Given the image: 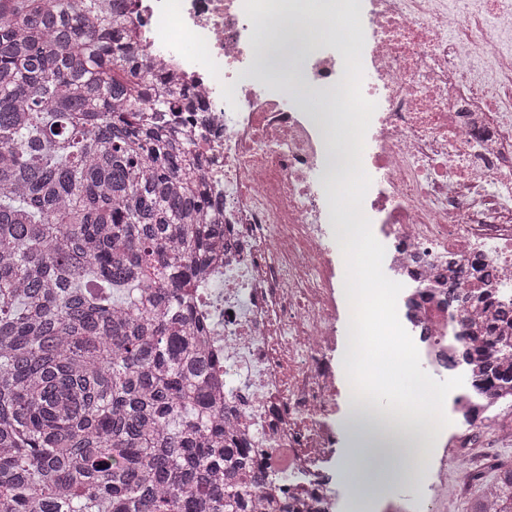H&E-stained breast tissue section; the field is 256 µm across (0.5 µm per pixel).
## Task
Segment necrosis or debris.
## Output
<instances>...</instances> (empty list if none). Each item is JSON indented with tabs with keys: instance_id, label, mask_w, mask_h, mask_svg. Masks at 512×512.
Wrapping results in <instances>:
<instances>
[{
	"instance_id": "necrosis-or-debris-1",
	"label": "necrosis or debris",
	"mask_w": 512,
	"mask_h": 512,
	"mask_svg": "<svg viewBox=\"0 0 512 512\" xmlns=\"http://www.w3.org/2000/svg\"><path fill=\"white\" fill-rule=\"evenodd\" d=\"M312 20L321 42L303 77L334 105L312 106L271 84L261 49L282 16ZM124 31L207 106L189 122L201 176L228 232L193 291L226 424L288 482L260 489L254 512L287 498L291 512H344L329 467L330 418L372 406L337 378L331 354L350 311L328 225L347 223L321 171L361 159L363 211L383 263L403 286L398 317L422 368L463 376L427 421L414 497L395 512H448L489 465L488 440L512 439V393L486 391L474 364L454 360L480 307L450 289L512 298V0H134ZM361 51L364 97L376 110L356 145L346 108L347 57Z\"/></svg>"
}]
</instances>
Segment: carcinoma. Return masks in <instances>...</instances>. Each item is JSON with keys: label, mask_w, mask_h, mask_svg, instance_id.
<instances>
[{"label": "carcinoma", "mask_w": 512, "mask_h": 512, "mask_svg": "<svg viewBox=\"0 0 512 512\" xmlns=\"http://www.w3.org/2000/svg\"><path fill=\"white\" fill-rule=\"evenodd\" d=\"M94 9L0 0V512H252L279 477L224 426L185 295L226 231L167 124L203 106Z\"/></svg>", "instance_id": "cac0c4a2"}]
</instances>
